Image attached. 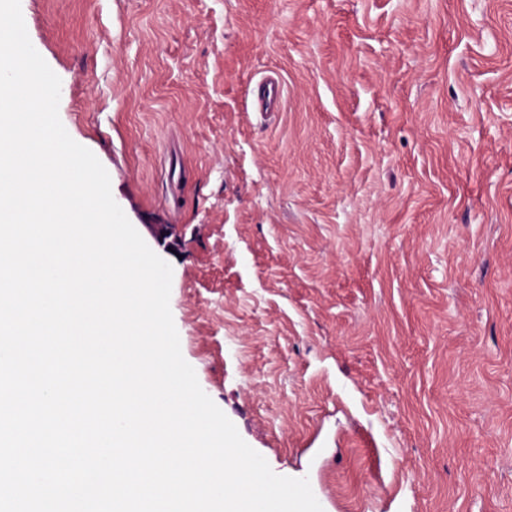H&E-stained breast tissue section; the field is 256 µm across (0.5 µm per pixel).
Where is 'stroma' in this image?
<instances>
[{"label": "stroma", "instance_id": "stroma-1", "mask_svg": "<svg viewBox=\"0 0 512 512\" xmlns=\"http://www.w3.org/2000/svg\"><path fill=\"white\" fill-rule=\"evenodd\" d=\"M21 11L272 471L323 512H512V0Z\"/></svg>", "mask_w": 512, "mask_h": 512}]
</instances>
